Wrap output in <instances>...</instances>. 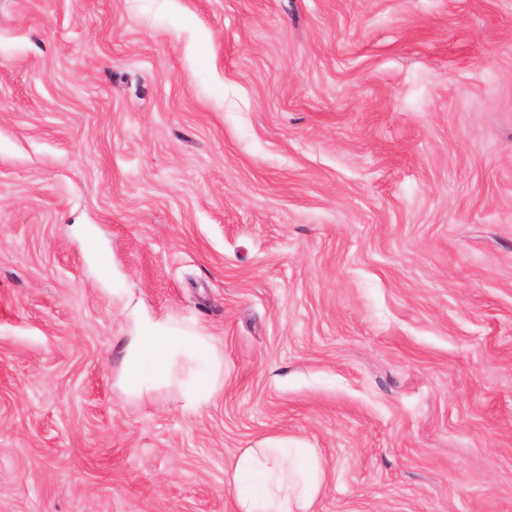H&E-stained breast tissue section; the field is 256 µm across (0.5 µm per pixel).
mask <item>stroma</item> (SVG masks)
<instances>
[{"label":"stroma","instance_id":"stroma-1","mask_svg":"<svg viewBox=\"0 0 512 512\" xmlns=\"http://www.w3.org/2000/svg\"><path fill=\"white\" fill-rule=\"evenodd\" d=\"M224 389L116 385L120 295ZM512 512V0H0V512ZM324 469L312 448H247L229 465L235 512H312Z\"/></svg>","mask_w":512,"mask_h":512}]
</instances>
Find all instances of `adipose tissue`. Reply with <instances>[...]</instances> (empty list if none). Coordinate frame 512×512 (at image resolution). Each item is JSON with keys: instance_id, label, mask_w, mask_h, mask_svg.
Here are the masks:
<instances>
[{"instance_id": "adipose-tissue-1", "label": "adipose tissue", "mask_w": 512, "mask_h": 512, "mask_svg": "<svg viewBox=\"0 0 512 512\" xmlns=\"http://www.w3.org/2000/svg\"><path fill=\"white\" fill-rule=\"evenodd\" d=\"M122 392L141 399L178 386L185 408L206 406L224 384V356L212 337L178 326L143 302L124 299ZM325 472L314 449L247 448L229 465L235 512H312Z\"/></svg>"}]
</instances>
